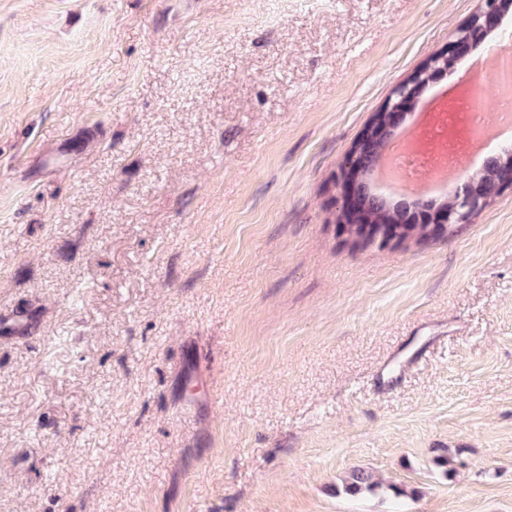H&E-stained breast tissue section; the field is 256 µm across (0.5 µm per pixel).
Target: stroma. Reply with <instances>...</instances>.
I'll list each match as a JSON object with an SVG mask.
<instances>
[{"mask_svg": "<svg viewBox=\"0 0 512 512\" xmlns=\"http://www.w3.org/2000/svg\"><path fill=\"white\" fill-rule=\"evenodd\" d=\"M482 6L0 0V512H512V190L335 223ZM510 2L505 0H484L483 9L472 17L466 26L460 29L451 40L448 50L436 55L420 66L409 78L395 91V98L389 101L383 108L388 114V130L397 124L403 117L407 107L415 96L425 88L438 75L452 70L458 59L472 48L474 39L467 35L476 29L481 34L487 35L496 28L504 16V12L510 10ZM418 75V76H417ZM417 76V80L412 82ZM418 86V84H420ZM390 133L386 136V138ZM385 138V139H386ZM385 139L379 141L375 146H361L356 151H352L351 158L348 162V167L344 168L343 172L349 170L355 171L357 177H360V186L365 191V197L369 198V204L366 206L375 210L374 216L381 218V220H395L396 218L390 213H397L401 219L408 223L411 221L409 210L407 206L398 204H391L383 198L377 200L368 194V184L371 179V167H375L374 172L381 168V160L387 147L380 148ZM384 150L382 156L381 153ZM381 156V158H380ZM380 158V160H379ZM379 161V162H378ZM378 163V164H377ZM495 191L489 195H482L475 187V184L470 177L465 182L464 187L460 191H454L448 197V204L431 207L427 202H421L418 210H420L418 218L412 220V225L430 224L438 231H442L447 225L452 224H467L470 223L471 217L479 210L487 206L492 200L498 197L507 189H512V167L508 164L506 171L502 176L495 179ZM338 186L341 206H343L346 211L353 212V214L362 212L364 203L361 200L362 196L359 183L354 182L349 177L344 179L340 174ZM378 486L373 475L364 468H355L350 471L344 481L343 490L346 494L357 495L364 491H372Z\"/></svg>", "mask_w": 512, "mask_h": 512, "instance_id": "stroma-1", "label": "stroma"}]
</instances>
